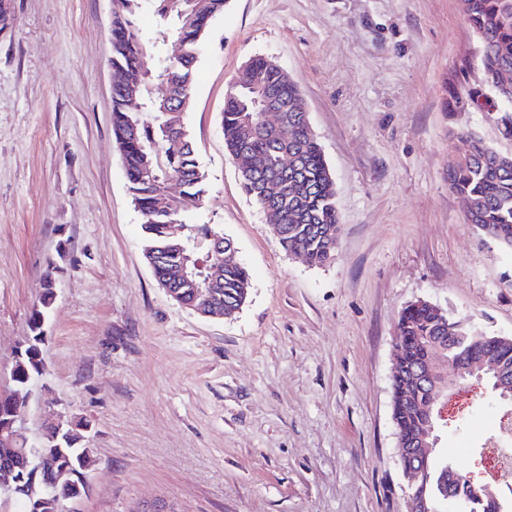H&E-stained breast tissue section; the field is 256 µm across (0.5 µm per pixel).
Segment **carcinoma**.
Returning <instances> with one entry per match:
<instances>
[{"label": "carcinoma", "mask_w": 512, "mask_h": 512, "mask_svg": "<svg viewBox=\"0 0 512 512\" xmlns=\"http://www.w3.org/2000/svg\"><path fill=\"white\" fill-rule=\"evenodd\" d=\"M144 0H112V69L124 75V83L112 87V134L123 152L128 189L135 207L144 218L143 248L153 253L164 240L165 225L175 221L188 228V235L208 246L210 237L220 234L217 224H201L197 215L204 207L206 173L196 154L184 116L177 127L165 134L156 121L166 96L191 100L196 64L210 23L224 13L226 0H196L194 16L180 17L179 0H154L156 27L161 36L181 40L184 56L164 62L156 74L145 65L147 45L139 24ZM463 13L475 32L482 54L479 80L490 90L486 101L472 94H456L453 110L463 98L471 107H483L512 136V93L505 97L498 85L504 70H512V0H462ZM272 99L288 110V124L269 129L261 123L264 99ZM224 143L236 166L241 187L260 207L271 202L282 221L274 232L288 254L304 252L313 265L328 261L338 241L339 217L336 190L324 153L309 126L307 108L296 83L264 56L249 60L246 86H232L222 117ZM460 162L448 170V187L457 195L467 223L496 239L512 251V162L498 159L499 152L477 134L455 136ZM176 174L182 180L178 205H167L161 184ZM233 245L224 237V318H233L249 294L251 278L245 264L227 253ZM53 302V291L45 289L40 306L34 309L29 331L32 344L13 361L14 389L24 392L40 376L42 362V318ZM457 341H444L448 316L438 314L419 300L401 312L397 328L403 356L392 374V419L398 440L416 448L430 427L427 406L430 395L414 381L411 369L424 367L434 355L448 362L463 357L485 363L493 369L485 378L496 387L498 376L512 379V344L502 345L493 336L474 332L458 321ZM51 457L59 467L80 471L76 447L62 444ZM451 463L436 450L421 461L422 488L435 512H512V498L505 499L493 488L474 485L459 475L455 495L448 497L444 478Z\"/></svg>", "instance_id": "obj_1"}]
</instances>
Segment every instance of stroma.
<instances>
[{
    "mask_svg": "<svg viewBox=\"0 0 512 512\" xmlns=\"http://www.w3.org/2000/svg\"><path fill=\"white\" fill-rule=\"evenodd\" d=\"M0 33V371L45 277L31 435L48 402L89 422L74 512H405L391 415L393 336L427 301L512 338V252L466 224L448 188L454 137L512 154L485 112L450 109L480 44L460 0H228L207 30L185 115L209 192L202 222L251 275L232 320L160 288L112 136V0H10ZM300 88L335 182L340 235L321 265L286 254L242 191L222 130L243 64ZM512 403L486 381L449 395L440 447L488 483L485 435Z\"/></svg>",
    "mask_w": 512,
    "mask_h": 512,
    "instance_id": "35a3bbf8",
    "label": "stroma"
}]
</instances>
